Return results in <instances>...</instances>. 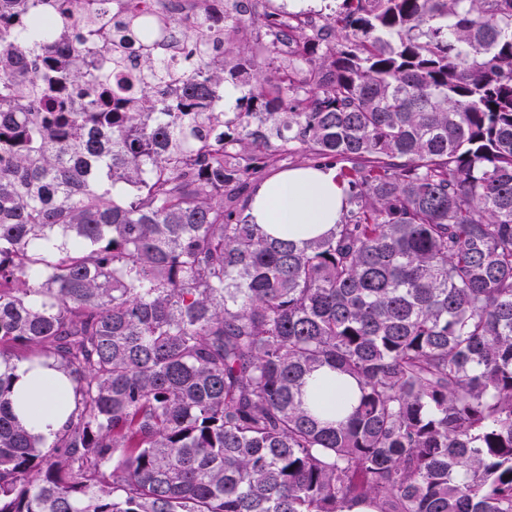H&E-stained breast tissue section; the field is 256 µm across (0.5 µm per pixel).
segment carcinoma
I'll return each instance as SVG.
<instances>
[{"mask_svg":"<svg viewBox=\"0 0 512 512\" xmlns=\"http://www.w3.org/2000/svg\"><path fill=\"white\" fill-rule=\"evenodd\" d=\"M338 2L251 85L204 25L0 0V512H512V0ZM290 157L346 185L301 243L243 196ZM19 361L71 385L50 442ZM324 369L358 390L332 421Z\"/></svg>","mask_w":512,"mask_h":512,"instance_id":"obj_1","label":"carcinoma"}]
</instances>
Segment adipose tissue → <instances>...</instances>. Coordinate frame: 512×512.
I'll return each instance as SVG.
<instances>
[{"label":"adipose tissue","instance_id":"adipose-tissue-1","mask_svg":"<svg viewBox=\"0 0 512 512\" xmlns=\"http://www.w3.org/2000/svg\"><path fill=\"white\" fill-rule=\"evenodd\" d=\"M344 186L335 171L293 168L274 174L254 190L253 223L273 237L300 242L330 232L340 219ZM15 411L33 434L52 440L63 426L72 390L53 371L34 372L22 362L14 370Z\"/></svg>","mask_w":512,"mask_h":512}]
</instances>
